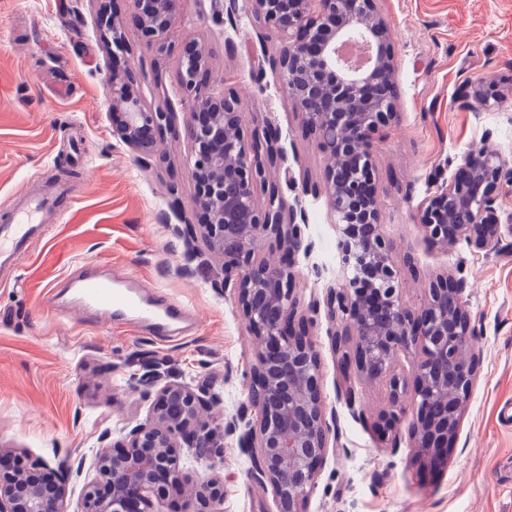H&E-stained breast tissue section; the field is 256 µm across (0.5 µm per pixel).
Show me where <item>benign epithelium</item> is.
<instances>
[{"mask_svg":"<svg viewBox=\"0 0 512 512\" xmlns=\"http://www.w3.org/2000/svg\"><path fill=\"white\" fill-rule=\"evenodd\" d=\"M121 20L101 9L104 39L126 49L123 29H137L141 47L157 56L168 52L180 0H129ZM378 0H246L263 27L280 42L277 66L293 112L328 160L323 191L335 217L336 279L324 299L337 325L345 379L379 384L386 409L374 429L384 439L410 417L409 439L423 463L445 462L442 452L456 437L462 410L476 378L475 328L465 308L463 284L439 277L413 306L403 296L401 270L380 223L373 187L376 142L398 120L391 33ZM367 46L370 68L345 49L354 38ZM206 47L185 41L177 57L183 111L168 103L148 106L129 67L112 69L107 95L112 130L136 149L150 153L169 135L183 132L187 167L195 183L192 205L199 223L175 228L186 243L202 239L223 260L221 284L231 291L255 337L248 404L256 423L240 435L251 452V477L269 483L277 512H306L325 460L331 425L321 393V373L294 266L308 255L296 211L286 207L272 172L282 148L270 125L247 132L242 113L229 96L211 93L203 80ZM473 97L485 105L504 93L477 84ZM512 183V163L500 152L466 155L454 177L421 206L417 221L424 239L444 252L464 244L493 252L500 236V191ZM264 199H259L260 195ZM284 252L267 259L263 245ZM410 369L400 368L401 360ZM150 401L146 421L123 427L125 449L111 451L100 438L96 477L86 484L84 512H162L171 493L186 498V512H209L218 483L199 482L184 457L186 448H216L218 433L237 426L207 413L220 402L211 385L169 383L141 394ZM29 469H0V512H67L72 477L68 459L52 469L45 484Z\"/></svg>","mask_w":512,"mask_h":512,"instance_id":"7a95c632","label":"benign epithelium"}]
</instances>
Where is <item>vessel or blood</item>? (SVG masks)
<instances>
[{"label": "vessel or blood", "mask_w": 512, "mask_h": 512, "mask_svg": "<svg viewBox=\"0 0 512 512\" xmlns=\"http://www.w3.org/2000/svg\"><path fill=\"white\" fill-rule=\"evenodd\" d=\"M63 220L68 213L65 203L46 209L44 203L22 205L10 223L0 226V265L12 266L28 241L39 231L46 213ZM80 307L107 319L116 327L135 322L154 335L167 336L187 320L183 304L166 298L159 286L138 280H122L94 270L73 280Z\"/></svg>", "instance_id": "b4317fda"}]
</instances>
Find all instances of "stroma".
<instances>
[{
  "label": "stroma",
  "instance_id": "35a3bbf8",
  "mask_svg": "<svg viewBox=\"0 0 512 512\" xmlns=\"http://www.w3.org/2000/svg\"><path fill=\"white\" fill-rule=\"evenodd\" d=\"M227 3L181 0L173 40L205 44L210 86L235 92L246 127L279 128L274 178L286 205L302 211L312 246L296 280L303 301L320 299L336 268V232L327 199L302 187L322 183L326 161L288 103L278 39L250 11L227 15ZM102 6L129 11L128 0H0V221L25 195L53 192L60 175L76 189L64 222L48 225L0 272V445L51 466L71 454L68 512H81L100 436L147 417L141 392L205 380L221 396L214 415L228 421L248 398L254 347L232 295L214 286L219 258L174 232L195 221L185 139L168 136L143 156L112 130L113 65L134 70L146 104L166 99L177 108V59L141 50L131 27L129 53L113 55L96 24ZM380 8L399 113L374 158L380 221L409 303H420L435 275L464 279L477 379L446 464L426 467L407 425L399 444L374 436L382 389L355 383L362 420L339 399L335 326L326 312L312 314L324 402L343 449L328 453L307 512H512V184L501 191L496 252L429 247L413 219L466 153L490 148L512 161V98L490 108L470 99L480 81L512 86V0H381ZM88 266L160 285L190 310L193 327L162 341L83 312L66 284ZM190 464L199 480L221 476L217 512H276L272 486L252 480L237 436L197 449Z\"/></svg>",
  "mask_w": 512,
  "mask_h": 512
}]
</instances>
